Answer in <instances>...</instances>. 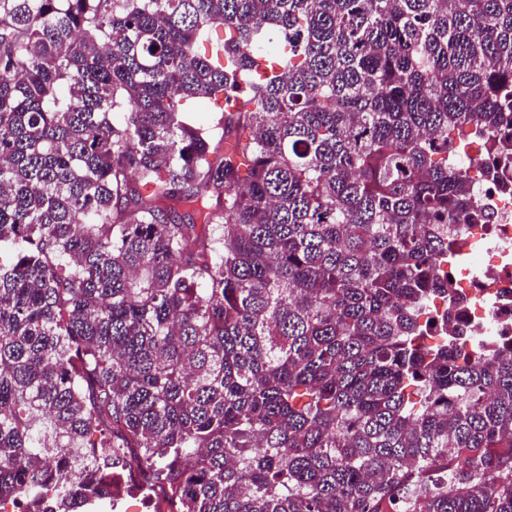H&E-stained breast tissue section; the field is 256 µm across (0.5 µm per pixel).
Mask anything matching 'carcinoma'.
Instances as JSON below:
<instances>
[{
	"label": "carcinoma",
	"instance_id": "obj_1",
	"mask_svg": "<svg viewBox=\"0 0 512 512\" xmlns=\"http://www.w3.org/2000/svg\"><path fill=\"white\" fill-rule=\"evenodd\" d=\"M511 169L512 0H0V512H512ZM477 198L490 212L489 224H460L455 242L468 254V263L448 282V306L436 302L431 314L439 325L454 301L465 305L460 336L470 347L472 336H512V186L504 192L488 182L477 188Z\"/></svg>",
	"mask_w": 512,
	"mask_h": 512
}]
</instances>
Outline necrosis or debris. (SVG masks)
Returning <instances> with one entry per match:
<instances>
[{
    "mask_svg": "<svg viewBox=\"0 0 512 512\" xmlns=\"http://www.w3.org/2000/svg\"><path fill=\"white\" fill-rule=\"evenodd\" d=\"M490 213L486 224L455 227V242L468 255L452 273L448 297L465 305L461 336H512V190L491 183L477 188Z\"/></svg>",
    "mask_w": 512,
    "mask_h": 512,
    "instance_id": "4bbe7bcc",
    "label": "necrosis or debris"
}]
</instances>
